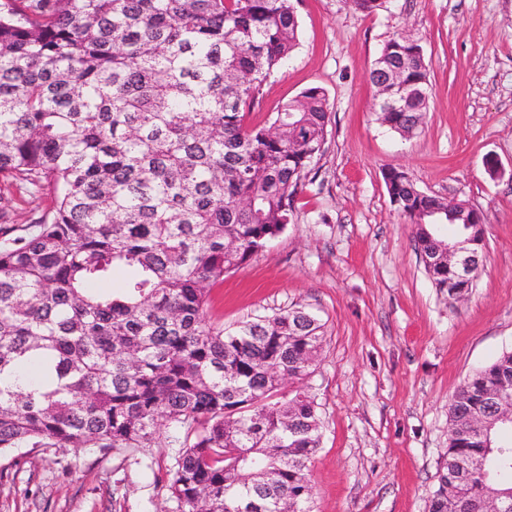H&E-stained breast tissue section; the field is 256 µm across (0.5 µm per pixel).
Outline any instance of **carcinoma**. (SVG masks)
<instances>
[{"label":"carcinoma","instance_id":"1","mask_svg":"<svg viewBox=\"0 0 512 512\" xmlns=\"http://www.w3.org/2000/svg\"><path fill=\"white\" fill-rule=\"evenodd\" d=\"M298 45L294 0H0V181L50 200L0 227V453L150 448L164 425L182 448L180 512H313L320 419L295 383L323 324L299 305L232 328L206 313L210 287L290 223L324 145L319 86L246 124ZM368 79L401 99L382 123L415 133L431 96L418 41L392 37ZM385 184L418 251L448 242L432 216L447 202L402 172ZM456 223L482 240L483 215ZM117 267L131 278L103 292ZM427 274L450 299L472 286L446 264ZM492 389L512 397V351L448 404L428 512H512V423Z\"/></svg>","mask_w":512,"mask_h":512}]
</instances>
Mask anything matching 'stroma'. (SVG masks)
<instances>
[{"mask_svg":"<svg viewBox=\"0 0 512 512\" xmlns=\"http://www.w3.org/2000/svg\"><path fill=\"white\" fill-rule=\"evenodd\" d=\"M299 46L248 121L322 87L330 122L283 233L227 273L208 311L225 326L302 305L325 341L305 381L321 421L308 465L315 512H428L458 387L512 350V0H299ZM403 33L432 87L416 133L388 129L369 70ZM503 170L490 177L486 155ZM485 217L483 266L461 300L424 269L383 174ZM180 446L18 448L0 456V512H179L168 491Z\"/></svg>","mask_w":512,"mask_h":512,"instance_id":"stroma-1","label":"stroma"}]
</instances>
